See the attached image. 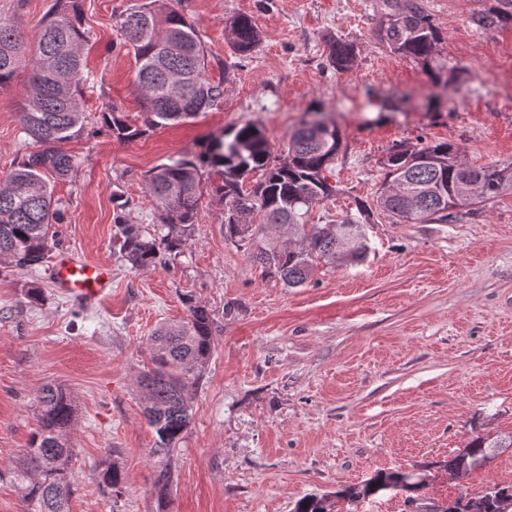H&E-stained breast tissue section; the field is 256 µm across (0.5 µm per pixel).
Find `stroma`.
Listing matches in <instances>:
<instances>
[{"label":"stroma","mask_w":512,"mask_h":512,"mask_svg":"<svg viewBox=\"0 0 512 512\" xmlns=\"http://www.w3.org/2000/svg\"><path fill=\"white\" fill-rule=\"evenodd\" d=\"M139 0H82L84 135L66 144L78 169L55 182L65 206L53 251L74 250L112 268L99 304L60 295L49 263L0 266V470L38 430L36 400L49 383L74 397L77 451L69 512H292L380 470L420 474L428 501L512 483V449L453 478L442 464L475 435L512 433V193L462 208L451 224H394L375 216L359 263L320 264L288 288L264 277L247 248L224 237L220 177L200 170L201 201L182 254L137 270L112 251L123 215L156 231L145 176L212 135L252 121L272 152L307 112L338 127L335 195L309 212L333 224L372 202L381 162L397 144L448 142L473 166L512 163V29L475 28L488 0H425L442 41L437 59L461 68L433 85L421 64L373 39L381 0H184L224 103L182 124L121 142L102 123L104 103L141 121L135 67L119 17ZM251 15L263 40L248 58L227 28ZM360 48L353 71L326 63L332 37ZM24 80L0 92V173L21 163ZM40 288L42 300L28 291ZM214 318V347L192 399V423L173 462L154 455L157 436L137 377L151 366L149 338L186 319L183 296ZM124 475L106 493L95 472L106 458ZM170 470L166 492L155 481Z\"/></svg>","instance_id":"1"}]
</instances>
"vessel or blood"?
I'll use <instances>...</instances> for the list:
<instances>
[{
	"label": "vessel or blood",
	"instance_id": "vessel-or-blood-1",
	"mask_svg": "<svg viewBox=\"0 0 512 512\" xmlns=\"http://www.w3.org/2000/svg\"><path fill=\"white\" fill-rule=\"evenodd\" d=\"M53 281L86 303L101 301L111 282V270L102 263L59 252L53 260Z\"/></svg>",
	"mask_w": 512,
	"mask_h": 512
}]
</instances>
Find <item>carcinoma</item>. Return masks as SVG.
Masks as SVG:
<instances>
[{
	"mask_svg": "<svg viewBox=\"0 0 512 512\" xmlns=\"http://www.w3.org/2000/svg\"><path fill=\"white\" fill-rule=\"evenodd\" d=\"M492 5L470 18L484 31L512 28V0ZM181 0H144L122 15L120 27L136 67L137 91L142 101V126L130 125L110 103L102 111L112 137L137 138L151 129L183 123L213 109L224 99L222 83L205 76L207 57L195 25L180 10ZM383 12L373 37L392 52L423 64L434 83L449 85L458 75L432 64L442 37L423 0H383ZM230 45L242 57L262 40L253 17L240 14L229 23ZM88 36L81 26V0H54L36 34L28 36L18 17L0 16V91L11 87L18 70L28 69L21 124L35 150L17 167L0 175V263L27 268L43 262L50 249L53 225L64 221L54 198L51 180H65L78 161L62 145L84 133L82 49ZM354 43L336 38L328 42L326 61L338 72L357 63ZM317 134L302 120L288 135L283 155L272 154L263 129L246 122L215 137L206 154L171 157L152 168L145 179L147 192L160 213L161 232L152 235L124 217L114 218L113 244L119 258L136 269L155 268L161 254L178 253L190 235L199 209V168L206 165L220 176L215 191L224 199V238L252 251V258L268 278L287 288L307 285L314 260L326 263L362 261L369 249L364 225L377 213L394 224H446L456 210L512 190V163L473 167L451 143L420 147L394 146L382 161L384 182L402 180L416 197L410 208L404 199L378 193L373 203L360 202L357 214L324 227L306 224L316 203L336 192L329 182L342 139ZM257 175L247 186L249 175ZM468 182L479 194L474 199L453 193ZM278 224L289 234L309 242L297 249L268 238L267 228ZM188 320L162 324L150 337L153 368L139 375L143 413L156 436L153 453L163 459L183 438L192 421L191 400L213 350V319L209 310L185 297ZM40 429L22 449L17 463L0 473L16 488L23 512H68L74 493L72 461L75 448L70 433L75 402L66 389L46 386L38 398ZM512 448L508 435H476L443 468L448 475L478 469L502 449ZM98 484L110 491L123 484L121 470L112 462L97 473ZM424 480L403 470L378 471L337 497L354 507L383 492L405 494L415 512H512V484L492 483L471 497L461 494L442 505L423 508ZM326 495H308L294 512H335Z\"/></svg>",
	"mask_w": 512,
	"mask_h": 512,
	"instance_id": "obj_1",
	"label": "carcinoma"
}]
</instances>
